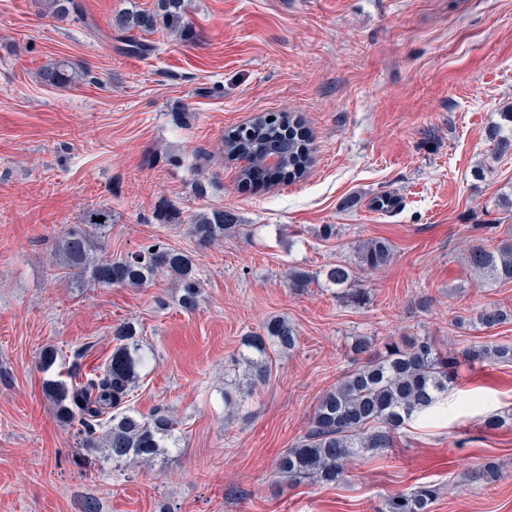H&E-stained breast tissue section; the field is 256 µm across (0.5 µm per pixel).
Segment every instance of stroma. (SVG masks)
<instances>
[{
  "label": "stroma",
  "mask_w": 512,
  "mask_h": 512,
  "mask_svg": "<svg viewBox=\"0 0 512 512\" xmlns=\"http://www.w3.org/2000/svg\"><path fill=\"white\" fill-rule=\"evenodd\" d=\"M63 22L34 0H0V512H378L418 483L432 512H512V365L461 363L442 415L405 429L394 447L358 456L346 482L274 483L275 458L308 427L318 398L353 366V337L377 350L419 336L462 352L512 344V324H471L475 307L512 308V282L488 283L465 262L475 238L512 231V151L495 156L489 126L512 105V0H186L199 38L137 33L150 54L110 34L112 15L156 0H78ZM64 59L84 71L66 88L41 83ZM270 112L311 136L306 176L243 185L224 158L225 132ZM215 176L196 196L195 155ZM484 168L483 178L473 171ZM394 199L379 211L378 197ZM112 212L107 251L159 239L193 256L198 307L180 308L168 275L147 288H77L51 276L55 235L85 209ZM234 211L243 234L202 247L186 218ZM333 224L323 241L316 226ZM382 237L394 258L360 274L367 299L345 304L315 284L293 293L284 273L351 260ZM294 324L298 345L277 358L245 410L224 417L229 359L269 317ZM133 320L152 360L131 406L179 422L178 447L118 467L84 456L41 390L38 356L84 374ZM500 465L492 486L469 481Z\"/></svg>",
  "instance_id": "obj_1"
}]
</instances>
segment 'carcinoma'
<instances>
[{"instance_id":"carcinoma-1","label":"carcinoma","mask_w":512,"mask_h":512,"mask_svg":"<svg viewBox=\"0 0 512 512\" xmlns=\"http://www.w3.org/2000/svg\"><path fill=\"white\" fill-rule=\"evenodd\" d=\"M41 14L65 20L77 9L76 0H36ZM163 26L184 42L196 37L186 15L185 0H157L153 12L120 11L113 15L111 27L120 34L138 30L150 32ZM41 82L60 88L82 79L71 62L58 60L45 65L39 73ZM496 149L512 147V111L500 113L490 133ZM224 154L228 159L245 158L249 167L239 174L240 181L255 171L276 173L275 182L290 183L303 178L311 162V141L300 119L289 114L273 115V120L255 118L224 134ZM104 221H98L99 217ZM189 233L201 246L224 241L240 230L239 216L224 209L192 214L186 220ZM112 229V212L103 207L84 211L81 223L70 224L59 238L54 252L57 268L78 281L103 288H143L166 273L181 288L180 307L192 311L198 304L201 281L194 260L170 249L157 239L124 256L106 254V242ZM394 258L391 243L384 238H370L354 248V263H334L313 272L292 266L286 278L288 288L304 293L324 278L336 289L338 299L361 303L366 296L356 274L377 272ZM471 269L495 282L512 281V236L498 238L491 244L475 240L467 256ZM476 321L484 328L512 321V310L487 305L477 313ZM116 342L112 355L90 370L80 381H67L56 372L60 355L54 348L39 354L46 373L43 393L53 405L57 418L74 427L79 445L87 454H104L112 463L151 462L164 448L178 441L177 421L168 411L156 409L144 415L127 407L129 396L138 386L149 357L142 348L140 330L125 322L112 331ZM297 344L295 326L283 317L267 319L262 329L246 338L242 353L231 362L244 366L243 374L224 389V407L235 415L245 408L254 387L265 381L270 371V354L291 351ZM372 339L357 336L351 344L356 367L346 372L336 386L319 398L309 425L296 443L277 459L274 474L290 485H334L348 474L350 459L370 450L393 447L394 437L414 420L426 414L435 416L437 407L448 394L455 378L457 358L442 351L436 341L423 336L404 346H392L370 356ZM466 357L472 363L493 360L512 364V345L481 343L471 346ZM484 485H494L502 478L495 462H486L475 471ZM438 489L421 483L387 498L378 512H431Z\"/></svg>"}]
</instances>
